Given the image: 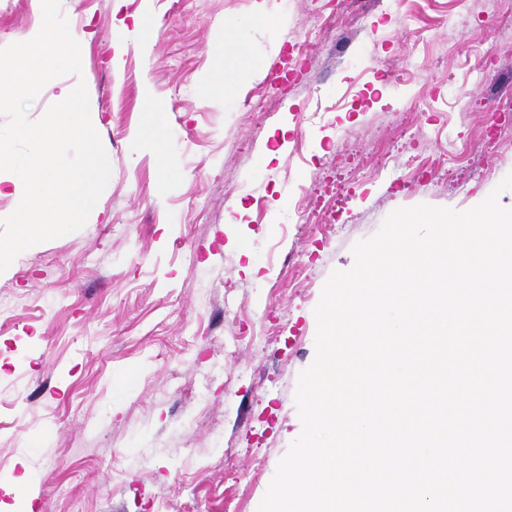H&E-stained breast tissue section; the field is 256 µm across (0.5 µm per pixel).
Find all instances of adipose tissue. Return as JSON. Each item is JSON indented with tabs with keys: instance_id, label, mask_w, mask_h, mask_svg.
Here are the masks:
<instances>
[{
	"instance_id": "adipose-tissue-1",
	"label": "adipose tissue",
	"mask_w": 512,
	"mask_h": 512,
	"mask_svg": "<svg viewBox=\"0 0 512 512\" xmlns=\"http://www.w3.org/2000/svg\"><path fill=\"white\" fill-rule=\"evenodd\" d=\"M76 40L72 30L54 18H47L44 31L23 43L17 65L10 71H0V81L8 82L16 92H25L47 72L70 59ZM59 97L70 102L71 109L52 117L43 135L29 137L30 153L25 165L16 167L12 161L0 156V189L12 186L19 213V233L15 241L0 243V257L55 230L60 223L73 224L85 215L82 200L59 187L64 174L60 149L74 129L82 133L87 145H94V128L87 120L84 103L76 98L72 87L60 86Z\"/></svg>"
}]
</instances>
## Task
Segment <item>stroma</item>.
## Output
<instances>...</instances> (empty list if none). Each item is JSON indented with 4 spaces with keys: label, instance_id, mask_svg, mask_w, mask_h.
<instances>
[{
    "label": "stroma",
    "instance_id": "35a3bbf8",
    "mask_svg": "<svg viewBox=\"0 0 512 512\" xmlns=\"http://www.w3.org/2000/svg\"><path fill=\"white\" fill-rule=\"evenodd\" d=\"M144 5L0 0L2 71L45 12L87 40L24 96L0 84V154L25 158L17 124L67 111L62 82L97 126L95 149L71 135L69 168H112L79 187L87 223L0 267V512H257L302 430L331 272L393 210L466 211L512 172L504 0H275L270 23L255 0H153L145 52L118 28ZM155 117L158 149L139 136Z\"/></svg>",
    "mask_w": 512,
    "mask_h": 512
}]
</instances>
